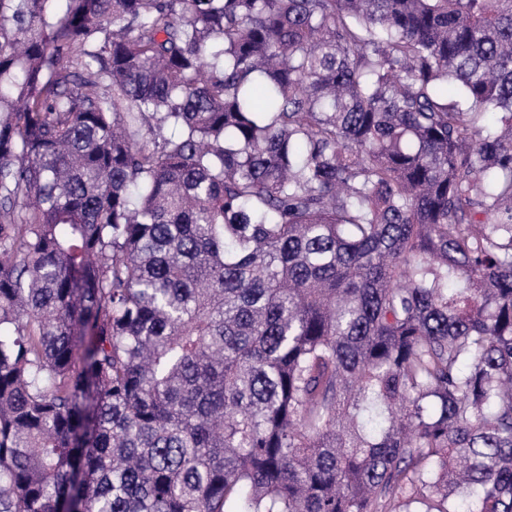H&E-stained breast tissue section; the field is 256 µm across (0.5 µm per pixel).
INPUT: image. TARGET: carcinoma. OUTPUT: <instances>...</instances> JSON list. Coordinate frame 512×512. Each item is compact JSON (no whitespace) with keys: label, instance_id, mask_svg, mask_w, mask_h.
<instances>
[{"label":"carcinoma","instance_id":"obj_1","mask_svg":"<svg viewBox=\"0 0 512 512\" xmlns=\"http://www.w3.org/2000/svg\"><path fill=\"white\" fill-rule=\"evenodd\" d=\"M422 502L512 512V0H0V512Z\"/></svg>","mask_w":512,"mask_h":512}]
</instances>
